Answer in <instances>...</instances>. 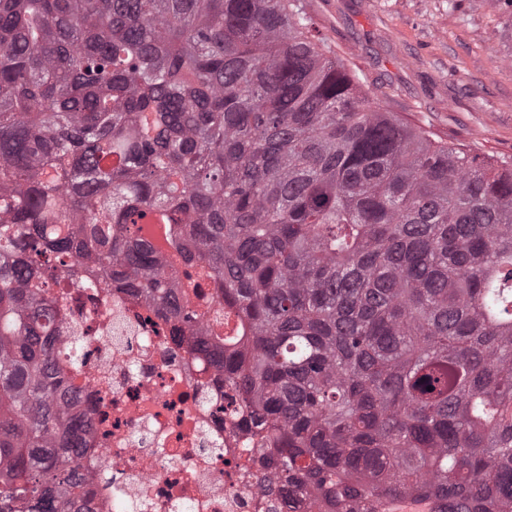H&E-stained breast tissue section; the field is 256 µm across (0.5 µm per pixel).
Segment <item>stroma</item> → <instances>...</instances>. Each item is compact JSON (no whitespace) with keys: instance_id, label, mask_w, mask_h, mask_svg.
Here are the masks:
<instances>
[{"instance_id":"1","label":"stroma","mask_w":512,"mask_h":512,"mask_svg":"<svg viewBox=\"0 0 512 512\" xmlns=\"http://www.w3.org/2000/svg\"><path fill=\"white\" fill-rule=\"evenodd\" d=\"M382 108L479 157L512 161V7L489 0H300Z\"/></svg>"}]
</instances>
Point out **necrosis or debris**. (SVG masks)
<instances>
[{
  "label": "necrosis or debris",
  "mask_w": 512,
  "mask_h": 512,
  "mask_svg": "<svg viewBox=\"0 0 512 512\" xmlns=\"http://www.w3.org/2000/svg\"><path fill=\"white\" fill-rule=\"evenodd\" d=\"M54 357L69 368L95 445L78 471L90 512H272L258 486L260 439L224 411V371L192 354L193 328L173 335L140 294L61 282ZM82 362L72 369V342Z\"/></svg>",
  "instance_id": "necrosis-or-debris-1"
}]
</instances>
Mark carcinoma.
<instances>
[{
    "mask_svg": "<svg viewBox=\"0 0 512 512\" xmlns=\"http://www.w3.org/2000/svg\"><path fill=\"white\" fill-rule=\"evenodd\" d=\"M290 7L0 0V512H86L61 274L200 324L157 212L284 506L512 512V162L371 108ZM197 265H187L182 259L179 263H173L169 258H165L164 271L168 279L179 286L186 281V275L191 274L193 279L199 284L200 288H197V292L200 298H197L192 289L193 288H178L181 295L186 292V297H183V301H189V305L194 306L198 309L202 315V322L205 324L207 321L213 319L218 314H222L224 306L217 296V290L214 283L207 279L200 277L198 274Z\"/></svg>",
    "mask_w": 512,
    "mask_h": 512,
    "instance_id": "cac0c4a2",
    "label": "carcinoma"
}]
</instances>
